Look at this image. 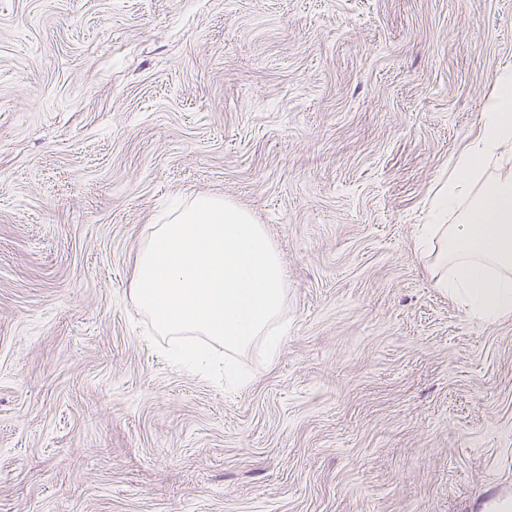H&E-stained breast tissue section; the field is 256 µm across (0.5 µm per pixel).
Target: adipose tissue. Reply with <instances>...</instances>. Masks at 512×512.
I'll return each instance as SVG.
<instances>
[{
	"mask_svg": "<svg viewBox=\"0 0 512 512\" xmlns=\"http://www.w3.org/2000/svg\"><path fill=\"white\" fill-rule=\"evenodd\" d=\"M512 149V73L499 78L480 116L478 136L453 160L420 225L416 249L431 258L435 287L450 292L474 317L512 316V175L484 183L483 166ZM457 223H449L450 212Z\"/></svg>",
	"mask_w": 512,
	"mask_h": 512,
	"instance_id": "1",
	"label": "adipose tissue"
}]
</instances>
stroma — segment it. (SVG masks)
<instances>
[{"label":"stroma","mask_w":512,"mask_h":512,"mask_svg":"<svg viewBox=\"0 0 512 512\" xmlns=\"http://www.w3.org/2000/svg\"><path fill=\"white\" fill-rule=\"evenodd\" d=\"M512 69V0H0V512H473L512 489V317L414 248ZM288 273L228 391L130 300L170 202Z\"/></svg>","instance_id":"stroma-1"}]
</instances>
